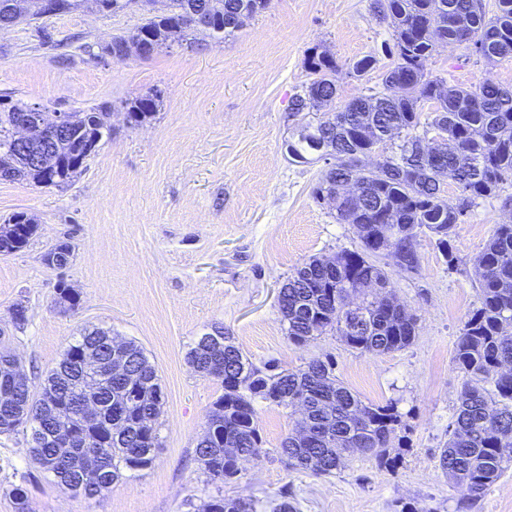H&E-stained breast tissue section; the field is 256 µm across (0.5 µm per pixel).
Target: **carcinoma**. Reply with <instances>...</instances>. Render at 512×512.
<instances>
[{"label":"carcinoma","mask_w":512,"mask_h":512,"mask_svg":"<svg viewBox=\"0 0 512 512\" xmlns=\"http://www.w3.org/2000/svg\"><path fill=\"white\" fill-rule=\"evenodd\" d=\"M271 0H168L166 8L131 35L115 36L102 48L135 46L146 58L172 43L191 37L203 42L222 33L231 36L236 15L264 12ZM378 18L393 27L385 54L393 59L381 74V87L336 105L340 72L359 78L375 68L367 56L338 63L326 51L309 50L310 80L294 93L289 111L300 117L304 133L288 143L290 159L313 163L314 145L321 144L330 160L314 187L316 200L335 199L336 221L352 225L359 248L344 250L329 260L312 259L295 268L280 289L279 310L288 342L304 345L334 332L352 350L388 353L409 346L416 320L388 292V272L376 257L389 255L407 271L418 269L419 245L427 237L448 265L458 258L452 236L475 200L498 195L512 180V87L490 77L477 85H450L426 72L425 62L440 43L456 44L468 54L491 62L512 60V0H496L488 13L482 0H373ZM162 91L154 88L125 103L128 124L139 127L154 119ZM432 104V117L421 121L422 106ZM26 103L0 107V181H20L37 187H62L83 171L109 129L110 108L102 106L69 116L75 131L50 161L35 166L12 146V131ZM321 116L307 118L310 112ZM426 126L442 130L436 142L419 134ZM400 143L389 154L373 155L383 136ZM459 190L457 203L444 198L445 185ZM36 224L16 213L0 224V253L25 248ZM71 246L60 242L45 255L47 265L61 268ZM479 275L480 305L464 321L454 348V365L462 383L456 418L448 430L438 469L448 482L468 488L457 503L470 512L485 492L512 464V224H498L473 258ZM218 336L202 345L195 340L186 359L196 371L224 386L214 403L206 431L195 447V460L214 483L237 472L239 460L266 456L255 402L261 400L299 414L295 432L279 451L290 471L329 476L347 456L359 453L380 468L393 467L389 448L402 420L393 403L362 401L336 378V363L310 360L298 371L256 365L214 326ZM92 352L108 361L124 358L127 376L120 381L103 369L89 378L80 371L82 357ZM20 360L0 349V421L12 417L0 435L30 426L28 453L55 481L87 499L102 497L112 485L151 468L161 440L157 422L164 392L144 349L132 340H118L102 328H85L48 371L41 392L15 378ZM98 393L96 413L79 420L86 389ZM103 452V461L87 468L74 454L76 443ZM4 493L15 512H31L25 483H13ZM253 503L211 497L206 512H254Z\"/></svg>","instance_id":"1"}]
</instances>
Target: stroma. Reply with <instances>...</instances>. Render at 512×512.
Wrapping results in <instances>:
<instances>
[{
    "instance_id": "35a3bbf8",
    "label": "stroma",
    "mask_w": 512,
    "mask_h": 512,
    "mask_svg": "<svg viewBox=\"0 0 512 512\" xmlns=\"http://www.w3.org/2000/svg\"><path fill=\"white\" fill-rule=\"evenodd\" d=\"M144 18L135 7L103 12L96 0H82L0 31L1 102H37L49 113L112 108L110 132L70 185L0 181V222L22 212L37 225L24 249L0 254V331L35 388L83 328L135 340L164 390L161 446L151 469L88 500L33 464L25 432L0 435V512H14L3 489L19 482L28 485L32 512H186L188 498L203 512L215 487L194 448L223 387L197 373L186 352L215 324L259 365L273 360L295 371L332 358L345 386L364 401L395 403L404 423L390 450L396 467L355 454L335 474L317 477L288 471L278 459L294 426L288 409L257 403L269 456L240 463L226 496L263 499L286 490L298 512H400L405 505L456 512L467 491L436 467L461 387L454 345L478 305L472 260L496 225L512 223V182L499 196L477 200L457 228L458 266L445 264L426 240L416 271L380 257L391 292L417 319L411 345L361 353L328 332L294 346L277 303L280 287L301 263L360 241L353 226L337 223L330 204L315 200L321 164L289 162L286 144L297 132L289 100L309 79L305 58L313 47L342 63L377 59L362 79L339 77V102L377 87L393 29L376 19L372 0H271L225 40L176 44L147 58L102 54L113 36L133 33ZM427 70L453 85L489 76L512 86V61L469 58L457 45L440 46ZM153 88L163 93L155 118L130 128L126 101ZM61 241L72 247L69 263L47 266L45 253ZM63 284L80 297L70 312L55 304ZM19 306L26 309L21 323L13 315Z\"/></svg>"
}]
</instances>
